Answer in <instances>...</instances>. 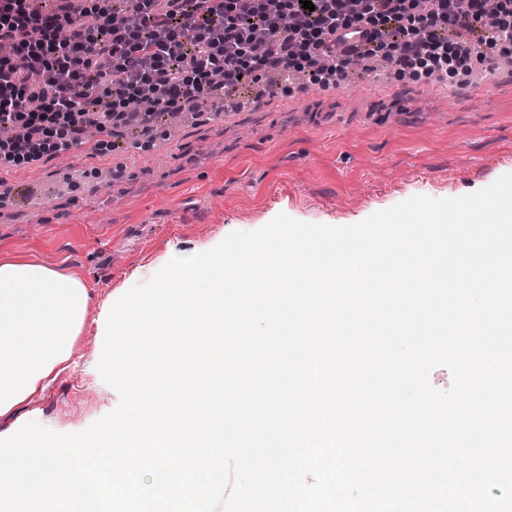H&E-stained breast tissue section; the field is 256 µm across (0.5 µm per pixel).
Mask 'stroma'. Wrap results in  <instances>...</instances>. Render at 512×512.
I'll return each mask as SVG.
<instances>
[{"label": "stroma", "mask_w": 512, "mask_h": 512, "mask_svg": "<svg viewBox=\"0 0 512 512\" xmlns=\"http://www.w3.org/2000/svg\"><path fill=\"white\" fill-rule=\"evenodd\" d=\"M241 85L223 120L163 125L138 141L89 128L82 145L0 166V262L23 259L83 278L91 297L72 367L18 416L59 433L111 412L97 369L103 305L148 282L173 253L218 244L284 213L352 225L415 195L454 198L512 173V55L456 75L397 73L378 58L343 80Z\"/></svg>", "instance_id": "35a3bbf8"}]
</instances>
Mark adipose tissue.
<instances>
[{"instance_id":"obj_1","label":"adipose tissue","mask_w":512,"mask_h":512,"mask_svg":"<svg viewBox=\"0 0 512 512\" xmlns=\"http://www.w3.org/2000/svg\"><path fill=\"white\" fill-rule=\"evenodd\" d=\"M89 303L76 273L0 263V417L15 414L68 369Z\"/></svg>"}]
</instances>
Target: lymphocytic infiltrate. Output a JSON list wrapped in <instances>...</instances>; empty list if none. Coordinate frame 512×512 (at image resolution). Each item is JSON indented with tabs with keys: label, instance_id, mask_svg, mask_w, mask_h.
I'll return each mask as SVG.
<instances>
[{
	"label": "lymphocytic infiltrate",
	"instance_id": "lymphocytic-infiltrate-1",
	"mask_svg": "<svg viewBox=\"0 0 512 512\" xmlns=\"http://www.w3.org/2000/svg\"><path fill=\"white\" fill-rule=\"evenodd\" d=\"M56 0L36 13L30 0H0V124L16 133L0 158L12 162L40 154L43 140L60 137V149L80 144L89 125L120 124L131 101L153 98L188 103L204 94L214 71L225 88L243 73L239 61L256 57L260 68H298L301 48L309 65L326 58L328 74L342 78L348 43L361 54L383 56L397 38L399 63L422 59L430 71L458 61L484 63L482 48L449 53L444 30L487 22L485 0H353L350 20L337 15L336 0H133L131 16L118 25H85L83 14L108 18L110 0L74 11Z\"/></svg>",
	"mask_w": 512,
	"mask_h": 512
}]
</instances>
